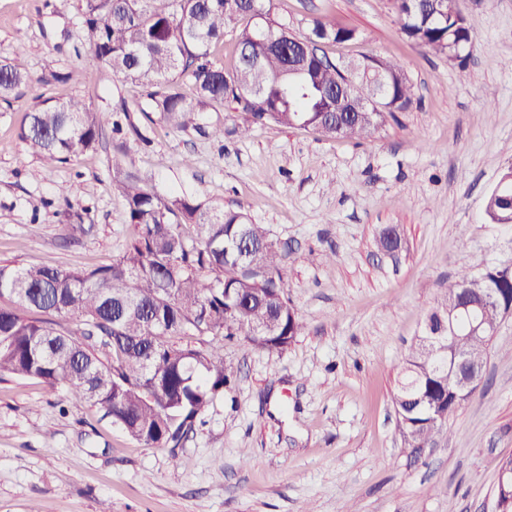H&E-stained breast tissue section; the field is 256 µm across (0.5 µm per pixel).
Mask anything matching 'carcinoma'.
<instances>
[{
    "label": "carcinoma",
    "instance_id": "carcinoma-1",
    "mask_svg": "<svg viewBox=\"0 0 512 512\" xmlns=\"http://www.w3.org/2000/svg\"><path fill=\"white\" fill-rule=\"evenodd\" d=\"M272 0H84L80 30L95 58L125 80L141 85L150 111L176 130L204 131L199 119L226 102L242 106L245 135L255 124L310 127L327 138L367 140L384 119L413 103L411 81L395 60L362 70L347 86L355 99L380 89L381 108L367 116L336 111L345 84L344 64L326 59L322 45L356 38L353 28L314 19L303 39L318 44L319 57L285 52L264 32L288 25L271 13ZM405 36L450 60L472 46L460 0H442V12L416 0H394ZM240 24L236 62L226 71L210 58L224 28ZM30 81L24 47L0 58V100ZM112 124L113 149L125 153L126 136H141L123 98L110 110L82 100L46 99L28 114L21 139L45 166L54 168L93 149L103 126ZM112 191L126 201L136 235L110 265L85 270L0 264V375L34 378L70 398L106 410L131 439L154 447H178L197 415L221 392L233 389L234 372L224 364V342L243 341L283 351L300 335L303 321L288 298L286 254L265 224H249L240 210H216L182 194L163 199L148 178L115 164ZM490 221L512 214V181L497 183L485 200ZM196 227L188 237L184 226ZM471 298L490 288L512 302V276L496 266L463 267L429 314V328L410 346L398 373L393 404L405 444L425 448L442 428L436 409L451 417L455 376L435 337L439 322L454 321L457 346L485 365L492 337L468 333L464 288ZM78 329H57V321ZM194 332L210 337L209 348L181 345Z\"/></svg>",
    "mask_w": 512,
    "mask_h": 512
}]
</instances>
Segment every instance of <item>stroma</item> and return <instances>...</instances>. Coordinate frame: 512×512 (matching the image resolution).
Listing matches in <instances>:
<instances>
[{
    "mask_svg": "<svg viewBox=\"0 0 512 512\" xmlns=\"http://www.w3.org/2000/svg\"><path fill=\"white\" fill-rule=\"evenodd\" d=\"M462 5L474 44L451 61L406 39L391 0H273L294 33L320 17L356 29V40L326 45L330 58L393 59L408 74L412 105L357 142L273 123L244 137L234 102L201 117L223 126L219 140L149 121L141 88L97 66L79 37L83 0H0V56L24 45L32 77L0 101V264L84 269L123 253L134 228L112 192L111 128L57 168L20 138L41 100L104 108L119 92L147 136L128 140L127 158L162 197L242 210L289 245L288 296L304 322L283 351L226 346L233 391L215 396L176 449L133 441L64 388L1 376L0 512H492L512 456V316L483 384L420 456L392 403L449 278L466 263L512 265V224L485 214L512 167V0ZM60 68L68 82L51 79ZM63 185L91 210L86 233L72 232ZM390 225L401 245L383 254L375 239Z\"/></svg>",
    "mask_w": 512,
    "mask_h": 512,
    "instance_id": "stroma-1",
    "label": "stroma"
}]
</instances>
